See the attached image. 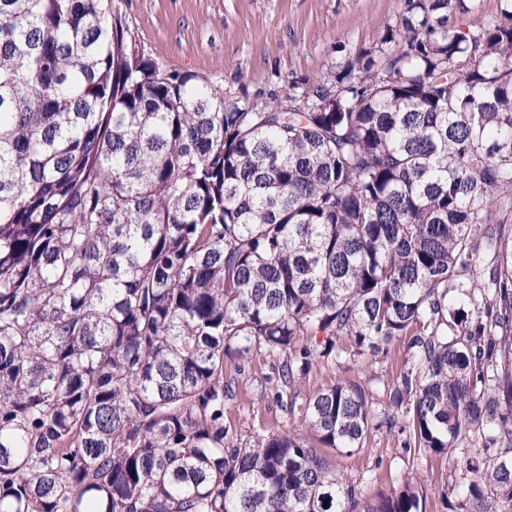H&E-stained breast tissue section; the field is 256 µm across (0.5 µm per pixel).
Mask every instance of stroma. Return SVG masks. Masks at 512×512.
Segmentation results:
<instances>
[{"label": "stroma", "instance_id": "35a3bbf8", "mask_svg": "<svg viewBox=\"0 0 512 512\" xmlns=\"http://www.w3.org/2000/svg\"><path fill=\"white\" fill-rule=\"evenodd\" d=\"M145 51L167 67L198 74L230 97L268 101L297 86L322 83L359 54L376 50L386 28L399 25L405 0H114ZM408 337L394 339L373 362L354 358L343 341L339 359L315 363L299 386L307 397L335 382L356 384L371 396L377 420L363 448L322 454L331 468L361 487L365 497L420 481L426 512H452L443 493L456 465L446 454L410 448L407 417L393 426L382 420L389 393L407 368ZM224 380L233 395L224 421L244 434L261 426L287 427L276 398L271 360L225 361Z\"/></svg>", "mask_w": 512, "mask_h": 512}]
</instances>
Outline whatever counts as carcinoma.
I'll list each match as a JSON object with an SVG mask.
<instances>
[{
	"label": "carcinoma",
	"mask_w": 512,
	"mask_h": 512,
	"mask_svg": "<svg viewBox=\"0 0 512 512\" xmlns=\"http://www.w3.org/2000/svg\"><path fill=\"white\" fill-rule=\"evenodd\" d=\"M463 10L407 0L380 58L259 102L109 0H0V512H425L413 477L368 503L299 430L224 423L258 348L359 449L366 391L296 383L410 331L385 423L457 455L455 512H512V3ZM468 12L459 13L454 18L456 24L468 22H488L499 16V0H467Z\"/></svg>",
	"instance_id": "cac0c4a2"
}]
</instances>
